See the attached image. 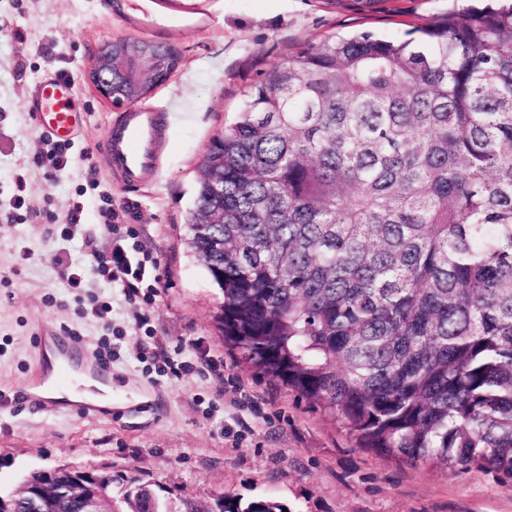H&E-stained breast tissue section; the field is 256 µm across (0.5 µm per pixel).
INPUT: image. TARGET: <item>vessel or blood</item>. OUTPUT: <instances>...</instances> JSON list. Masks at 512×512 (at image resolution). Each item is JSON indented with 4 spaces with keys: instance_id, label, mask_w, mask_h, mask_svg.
<instances>
[{
    "instance_id": "obj_1",
    "label": "vessel or blood",
    "mask_w": 512,
    "mask_h": 512,
    "mask_svg": "<svg viewBox=\"0 0 512 512\" xmlns=\"http://www.w3.org/2000/svg\"><path fill=\"white\" fill-rule=\"evenodd\" d=\"M32 115L41 130L60 143L71 142L78 124L77 101L69 77L56 75L39 82L32 95ZM165 132L163 114L157 110L132 109L119 113L107 132L105 148L112 170L127 188H138L157 173V146ZM38 358L31 373L32 388L17 394L15 404L34 409L43 403L37 393L52 390H79L94 382L112 384L110 363L88 361L83 341L62 330L40 332Z\"/></svg>"
}]
</instances>
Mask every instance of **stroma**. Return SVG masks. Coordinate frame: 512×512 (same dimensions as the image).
Returning <instances> with one entry per match:
<instances>
[{
	"mask_svg": "<svg viewBox=\"0 0 512 512\" xmlns=\"http://www.w3.org/2000/svg\"><path fill=\"white\" fill-rule=\"evenodd\" d=\"M454 0H0V390L26 389L38 332L67 328L90 347L112 345L116 420L0 409V492L31 472L72 465L112 476L124 512L136 477L172 512L184 501L264 497L290 512H512V481L474 471L411 466L357 447L335 420L226 346L223 295L190 248L201 161L236 118L242 94L307 43L370 31L405 39ZM178 49L171 79L141 105L167 112L156 176L122 187L100 147L118 110L84 79L110 41ZM74 82L83 122L54 170V142L28 108L41 80ZM91 161H83L82 152ZM23 207H16V199ZM112 206L134 236L115 234ZM81 227L72 230L70 218ZM123 247L157 262L149 303H125L97 271V255ZM84 278L71 286L68 268ZM150 320L139 325L140 312ZM182 348L194 370L159 373L153 352Z\"/></svg>",
	"mask_w": 512,
	"mask_h": 512,
	"instance_id": "stroma-1",
	"label": "stroma"
}]
</instances>
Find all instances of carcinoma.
<instances>
[{
  "label": "carcinoma",
  "mask_w": 512,
  "mask_h": 512,
  "mask_svg": "<svg viewBox=\"0 0 512 512\" xmlns=\"http://www.w3.org/2000/svg\"><path fill=\"white\" fill-rule=\"evenodd\" d=\"M415 31L328 37L253 84L197 180L224 223L190 244L224 342L357 447L512 480V0Z\"/></svg>",
  "instance_id": "carcinoma-1"
}]
</instances>
